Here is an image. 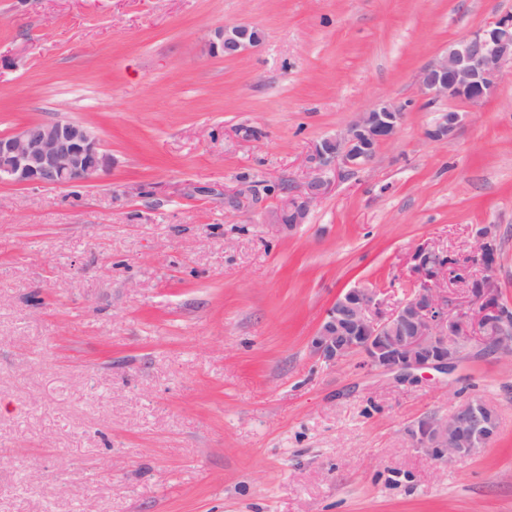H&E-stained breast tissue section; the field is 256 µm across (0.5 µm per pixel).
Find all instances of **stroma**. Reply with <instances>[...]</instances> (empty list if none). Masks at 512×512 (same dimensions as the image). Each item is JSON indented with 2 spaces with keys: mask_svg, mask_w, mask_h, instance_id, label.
Masks as SVG:
<instances>
[{
  "mask_svg": "<svg viewBox=\"0 0 512 512\" xmlns=\"http://www.w3.org/2000/svg\"><path fill=\"white\" fill-rule=\"evenodd\" d=\"M512 0H0V136L84 123L112 157L70 186L0 183V512H512V362L399 382L311 342L336 297L393 304L427 243L498 240L512 306V78L454 140L420 69ZM258 29L240 57L215 30ZM406 104L372 165L293 231L270 222L313 144ZM496 408L441 464L409 425ZM469 112L456 108L443 111L434 125L426 132L428 139L434 142L448 144L457 130L465 123Z\"/></svg>",
  "mask_w": 512,
  "mask_h": 512,
  "instance_id": "obj_1",
  "label": "stroma"
}]
</instances>
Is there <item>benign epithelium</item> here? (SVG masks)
<instances>
[{
    "label": "benign epithelium",
    "mask_w": 512,
    "mask_h": 512,
    "mask_svg": "<svg viewBox=\"0 0 512 512\" xmlns=\"http://www.w3.org/2000/svg\"><path fill=\"white\" fill-rule=\"evenodd\" d=\"M260 33L246 25L226 26L209 41L214 55L238 57L258 45ZM512 76V12L454 41L428 62L418 76V92L430 101L455 99L476 106L494 94L505 75ZM404 106L385 102L355 119L336 136L313 148V176L297 196L287 198L273 216L275 227L291 230L304 222L311 204L328 189L331 164L336 169L365 168L380 143L393 138L404 119ZM468 113L442 112L426 132L448 143ZM112 156L90 127L68 119L36 122L0 136V182L66 186L107 175ZM416 288L390 310L376 292L352 288L338 296L321 320L312 341L314 353L329 363L360 355L401 382L416 381L428 371L452 372L468 338L512 357V316L500 305L495 277L494 236H477L465 264L449 263L427 243L412 256ZM462 282L468 306L452 314L440 288ZM497 427L493 407L479 398L463 400L446 417H425L407 429L411 444L440 463L469 459L488 447Z\"/></svg>",
    "instance_id": "obj_1"
}]
</instances>
